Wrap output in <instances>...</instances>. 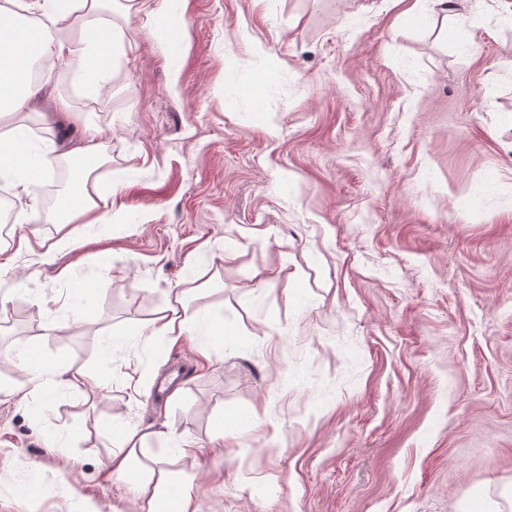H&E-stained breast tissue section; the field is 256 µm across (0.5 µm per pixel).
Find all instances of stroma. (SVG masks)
I'll return each mask as SVG.
<instances>
[{"label": "stroma", "mask_w": 512, "mask_h": 512, "mask_svg": "<svg viewBox=\"0 0 512 512\" xmlns=\"http://www.w3.org/2000/svg\"><path fill=\"white\" fill-rule=\"evenodd\" d=\"M150 4L108 90L61 69L28 117L82 113L107 207L0 237V512H140L129 427L199 512H505L512 0ZM179 297L196 335H149Z\"/></svg>", "instance_id": "stroma-1"}]
</instances>
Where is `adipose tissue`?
<instances>
[{
	"label": "adipose tissue",
	"mask_w": 512,
	"mask_h": 512,
	"mask_svg": "<svg viewBox=\"0 0 512 512\" xmlns=\"http://www.w3.org/2000/svg\"><path fill=\"white\" fill-rule=\"evenodd\" d=\"M112 0H71L69 10L58 8V0H0V119L12 118L35 109L44 92L43 82L31 74L35 56L55 59L70 66L96 88L112 77L115 58L125 51L123 26L108 24L106 8ZM86 160V167L74 170L70 182L60 192L59 212L51 215L54 224H73L101 212L105 202L95 192L94 173L104 162L97 144L86 142L68 146L49 138L39 154L29 152L22 140L0 139V176L19 175L24 191H33L37 176H48L50 161ZM145 436L128 430L125 452L113 454L108 475L116 482L132 483L141 495L142 512H158L170 484L165 476L156 479L136 475L132 452L142 447Z\"/></svg>",
	"instance_id": "obj_1"
}]
</instances>
